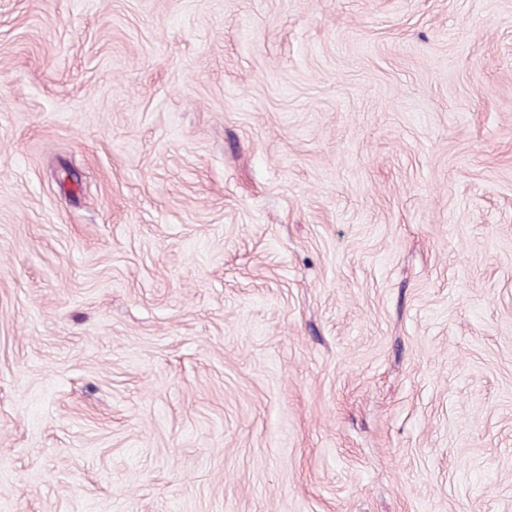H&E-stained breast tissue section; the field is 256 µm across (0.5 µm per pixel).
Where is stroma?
Returning <instances> with one entry per match:
<instances>
[{"label":"stroma","mask_w":512,"mask_h":512,"mask_svg":"<svg viewBox=\"0 0 512 512\" xmlns=\"http://www.w3.org/2000/svg\"><path fill=\"white\" fill-rule=\"evenodd\" d=\"M0 512H512V0H0Z\"/></svg>","instance_id":"1"}]
</instances>
